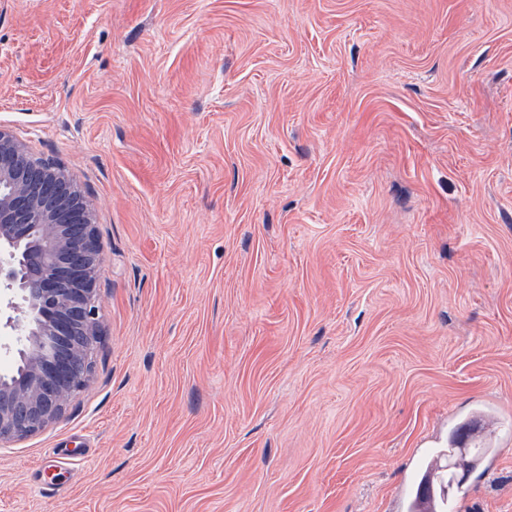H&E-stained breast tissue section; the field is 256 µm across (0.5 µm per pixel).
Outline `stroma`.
Here are the masks:
<instances>
[{"label":"stroma","instance_id":"stroma-1","mask_svg":"<svg viewBox=\"0 0 512 512\" xmlns=\"http://www.w3.org/2000/svg\"><path fill=\"white\" fill-rule=\"evenodd\" d=\"M0 126L103 257L0 512H397L475 412L512 512V0H0Z\"/></svg>","mask_w":512,"mask_h":512}]
</instances>
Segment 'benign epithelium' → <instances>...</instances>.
Here are the masks:
<instances>
[{
    "label": "benign epithelium",
    "instance_id": "1",
    "mask_svg": "<svg viewBox=\"0 0 512 512\" xmlns=\"http://www.w3.org/2000/svg\"><path fill=\"white\" fill-rule=\"evenodd\" d=\"M94 211L61 167L0 127V307L20 366L0 376V446L56 423L91 378L102 254Z\"/></svg>",
    "mask_w": 512,
    "mask_h": 512
}]
</instances>
